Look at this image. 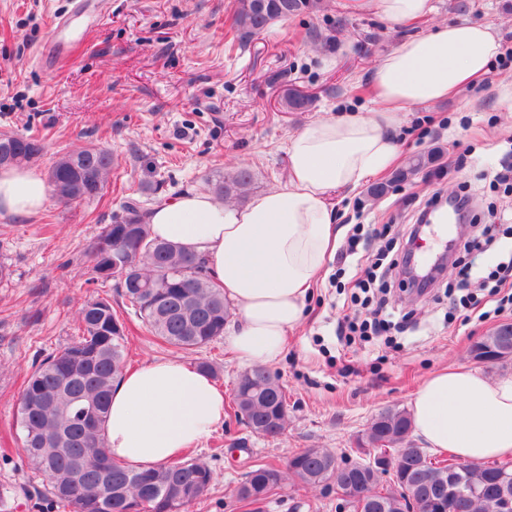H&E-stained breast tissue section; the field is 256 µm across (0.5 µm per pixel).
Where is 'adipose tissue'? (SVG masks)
I'll list each match as a JSON object with an SVG mask.
<instances>
[{
	"label": "adipose tissue",
	"mask_w": 512,
	"mask_h": 512,
	"mask_svg": "<svg viewBox=\"0 0 512 512\" xmlns=\"http://www.w3.org/2000/svg\"><path fill=\"white\" fill-rule=\"evenodd\" d=\"M490 26H435L381 56L372 75L373 113L321 118L288 141L282 186L230 206L189 190L145 216L153 236L200 254L212 280L236 307L227 338L236 356L272 365L306 318V301L339 245L330 198L389 170V132L412 108L456 94L483 77L501 52ZM49 187L27 168L0 169V218L39 214ZM223 388L178 358L153 359L112 385L105 442L114 460L137 467L174 462L224 422ZM415 433L436 451L481 463L512 459V374L494 378L464 369L430 373L411 401Z\"/></svg>",
	"instance_id": "ef3b65f1"
}]
</instances>
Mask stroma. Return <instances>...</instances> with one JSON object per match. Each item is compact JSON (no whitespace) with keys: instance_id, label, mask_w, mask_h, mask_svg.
<instances>
[{"instance_id":"obj_1","label":"stroma","mask_w":512,"mask_h":512,"mask_svg":"<svg viewBox=\"0 0 512 512\" xmlns=\"http://www.w3.org/2000/svg\"><path fill=\"white\" fill-rule=\"evenodd\" d=\"M109 15L89 25L71 14L73 0H0V133L43 136L47 152L33 162L47 173L63 149L96 144L108 149L120 174L102 197L70 205L49 199L44 211L22 222H0V263L11 271L0 281V496L9 512L58 510L27 496L33 476L17 439L20 386L37 354H50L75 334V312L88 298H108L126 327L128 366L176 357L209 363L213 378L232 398L246 370L216 339L182 351L151 336L125 300L117 281L89 283L84 247L105 224L123 214L126 197L151 208L191 190L207 189L210 175L248 166L252 194L281 184L287 173L289 137L314 121L348 110H377L370 75L379 57L404 37L441 23L494 26L512 45V0H472L469 13L432 0L433 12L395 26L363 0H325L320 11L274 24L244 49L224 50V26L234 0H109ZM71 14L55 31L58 16ZM71 55L53 67L38 65L39 49L52 37ZM512 63H492L488 74L462 93L407 113L394 139L398 165L438 146L439 179L421 172L378 200L364 188L337 190L332 201L341 238L365 224L381 236L344 264L330 262L313 288L302 329L289 335L272 372L288 392V427L279 439L252 434L227 415L209 438L188 450L208 464L214 480L189 512H248L235 486L258 463L283 462L302 448L351 447L371 417L386 408L409 409L423 379L441 367H466L486 376L512 373V360L476 362L470 348L496 326L512 322V305L497 308L477 290L476 318L449 307L457 278L448 266L421 296L392 288L388 305L407 314L405 332L338 340L336 327L349 312L352 276L375 260L386 239L404 234L433 194L470 198V222L453 232L464 239L477 225L512 215V195L493 184L512 140V114L501 104ZM294 88L312 94L304 112L288 111L281 98ZM160 184L158 193L146 188ZM262 512H336L335 496L294 486L268 499Z\"/></svg>"}]
</instances>
